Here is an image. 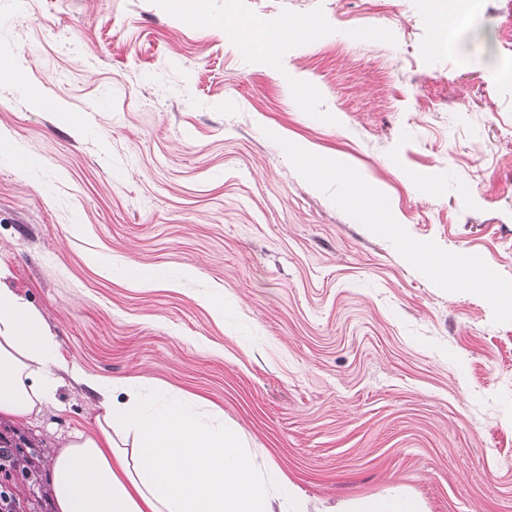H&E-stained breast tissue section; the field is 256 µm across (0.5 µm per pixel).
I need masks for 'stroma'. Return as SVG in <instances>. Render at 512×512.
<instances>
[{"label": "stroma", "instance_id": "obj_1", "mask_svg": "<svg viewBox=\"0 0 512 512\" xmlns=\"http://www.w3.org/2000/svg\"><path fill=\"white\" fill-rule=\"evenodd\" d=\"M447 4L0 0L26 77L0 84V140L34 160L0 158V283L76 371L217 411L310 512L394 486L424 512H512V313L461 283L472 261L512 286V18L487 0L452 35ZM291 22L311 35L278 64L246 50ZM293 143L377 190L400 235ZM96 403L66 379L0 436L47 467ZM293 153L302 167L313 175L324 171H341L344 168L337 159L315 157L305 147L297 146L294 148Z\"/></svg>", "mask_w": 512, "mask_h": 512}]
</instances>
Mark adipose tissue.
I'll list each match as a JSON object with an SVG mask.
<instances>
[{
    "mask_svg": "<svg viewBox=\"0 0 512 512\" xmlns=\"http://www.w3.org/2000/svg\"><path fill=\"white\" fill-rule=\"evenodd\" d=\"M56 336L42 314L0 286V419L24 424L60 385ZM98 396L91 430L58 440L48 471L54 512H309L292 483L271 486L263 452L199 407L152 402L126 385L83 377ZM327 512H423L401 490L350 499Z\"/></svg>",
    "mask_w": 512,
    "mask_h": 512,
    "instance_id": "1",
    "label": "adipose tissue"
}]
</instances>
